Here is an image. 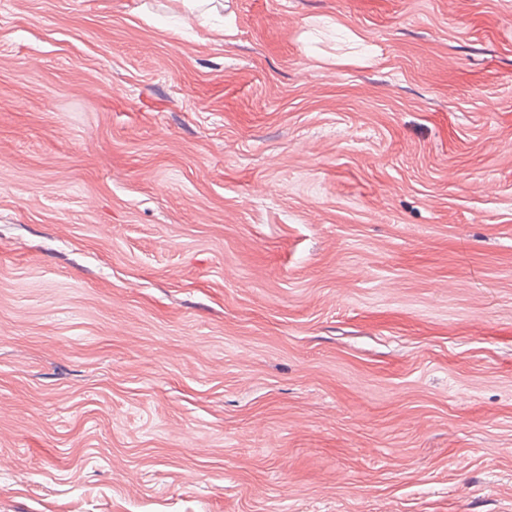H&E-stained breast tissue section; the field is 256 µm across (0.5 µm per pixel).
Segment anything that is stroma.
<instances>
[{
  "label": "stroma",
  "mask_w": 512,
  "mask_h": 512,
  "mask_svg": "<svg viewBox=\"0 0 512 512\" xmlns=\"http://www.w3.org/2000/svg\"><path fill=\"white\" fill-rule=\"evenodd\" d=\"M0 512H512V0H0Z\"/></svg>",
  "instance_id": "1"
}]
</instances>
